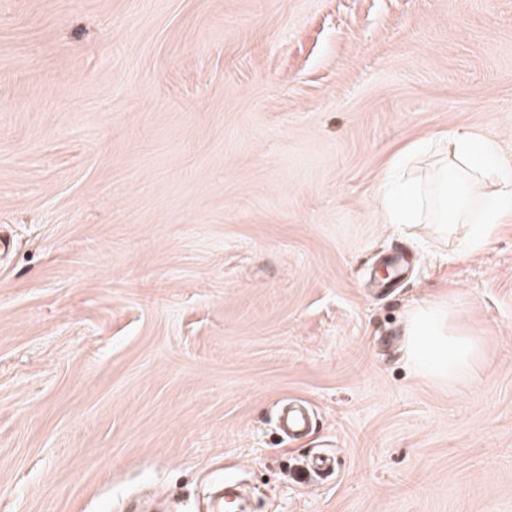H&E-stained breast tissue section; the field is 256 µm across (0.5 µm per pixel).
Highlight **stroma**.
Wrapping results in <instances>:
<instances>
[{"label":"stroma","mask_w":512,"mask_h":512,"mask_svg":"<svg viewBox=\"0 0 512 512\" xmlns=\"http://www.w3.org/2000/svg\"><path fill=\"white\" fill-rule=\"evenodd\" d=\"M458 128L512 174V0H0V512H512V213L377 197ZM452 303L423 301L409 314L408 355L413 367L422 373L452 378L465 372L476 350L474 340L451 325ZM430 344L429 349L426 345Z\"/></svg>","instance_id":"35a3bbf8"}]
</instances>
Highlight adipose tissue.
Wrapping results in <instances>:
<instances>
[{
	"mask_svg": "<svg viewBox=\"0 0 512 512\" xmlns=\"http://www.w3.org/2000/svg\"><path fill=\"white\" fill-rule=\"evenodd\" d=\"M438 161L436 178L424 182L412 173L425 156ZM386 223L416 224L431 216L454 233L463 252L482 249L512 211V176L501 172L492 143L474 131H449L446 140L423 139L397 156L378 190ZM408 355L413 367L440 378L465 372L475 353L474 340L446 325V306L424 301L409 314Z\"/></svg>",
	"mask_w": 512,
	"mask_h": 512,
	"instance_id": "adipose-tissue-1",
	"label": "adipose tissue"
}]
</instances>
